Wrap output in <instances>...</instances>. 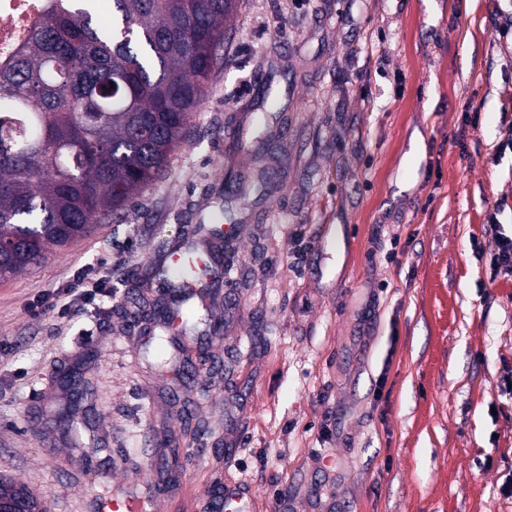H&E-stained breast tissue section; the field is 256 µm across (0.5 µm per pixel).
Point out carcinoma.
<instances>
[{
  "label": "carcinoma",
  "instance_id": "cac0c4a2",
  "mask_svg": "<svg viewBox=\"0 0 512 512\" xmlns=\"http://www.w3.org/2000/svg\"><path fill=\"white\" fill-rule=\"evenodd\" d=\"M52 0L0 71V280L123 219L197 111L236 0ZM47 507L0 481V499Z\"/></svg>",
  "mask_w": 512,
  "mask_h": 512
}]
</instances>
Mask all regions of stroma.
Here are the masks:
<instances>
[{"mask_svg":"<svg viewBox=\"0 0 512 512\" xmlns=\"http://www.w3.org/2000/svg\"><path fill=\"white\" fill-rule=\"evenodd\" d=\"M507 0H240L162 179L0 281V477L49 512L151 485L160 512H512ZM374 45L367 54L365 45ZM234 265L185 374L123 314L188 226ZM106 289L68 318L42 295ZM489 268L491 279L499 276L512 277V236L501 232L495 235L489 247Z\"/></svg>","mask_w":512,"mask_h":512,"instance_id":"stroma-1","label":"stroma"}]
</instances>
